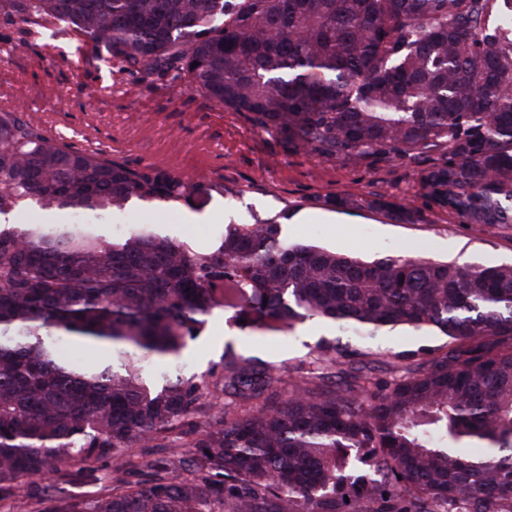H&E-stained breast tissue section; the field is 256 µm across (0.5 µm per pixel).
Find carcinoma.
Masks as SVG:
<instances>
[{
    "label": "carcinoma",
    "mask_w": 512,
    "mask_h": 512,
    "mask_svg": "<svg viewBox=\"0 0 512 512\" xmlns=\"http://www.w3.org/2000/svg\"><path fill=\"white\" fill-rule=\"evenodd\" d=\"M0 14L182 74L328 159L432 152L421 182L439 207L512 223V0H0ZM187 190L0 111V215H104ZM216 309L241 329L315 318L446 342L394 356L379 380L361 349L322 337L288 399L240 416L218 400H258L288 369L230 345L210 384L166 367ZM64 342L112 362H67ZM185 425L188 466L145 460L135 485L117 467L91 499L38 486L23 512H512V263L363 259L290 241L275 219L224 225L208 253L152 227L108 239L95 224L0 223V502L24 479L166 448Z\"/></svg>",
    "instance_id": "obj_1"
}]
</instances>
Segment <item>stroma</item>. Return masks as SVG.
I'll use <instances>...</instances> for the list:
<instances>
[{
  "instance_id": "35a3bbf8",
  "label": "stroma",
  "mask_w": 512,
  "mask_h": 512,
  "mask_svg": "<svg viewBox=\"0 0 512 512\" xmlns=\"http://www.w3.org/2000/svg\"><path fill=\"white\" fill-rule=\"evenodd\" d=\"M23 115L48 139L94 153L135 171L187 181L188 193L168 203L132 201L123 211L89 216L101 234L115 225L151 224L203 252L228 224L282 219L292 241H313L373 259L426 257L458 264L512 262V224L478 226L441 209L426 194L422 172L432 160L328 159L254 127L247 113L224 107L170 74L133 71L53 19L22 24L0 15V111ZM378 199L413 213L398 221ZM341 337L362 349L368 371L388 378L398 353L436 348L440 336L405 330L370 339L338 334L313 319L296 333L270 335L237 328L217 310L188 341L177 367L185 377L219 371L225 344L276 365L296 368L320 337ZM114 459L90 470L44 479L64 496H95Z\"/></svg>"
}]
</instances>
